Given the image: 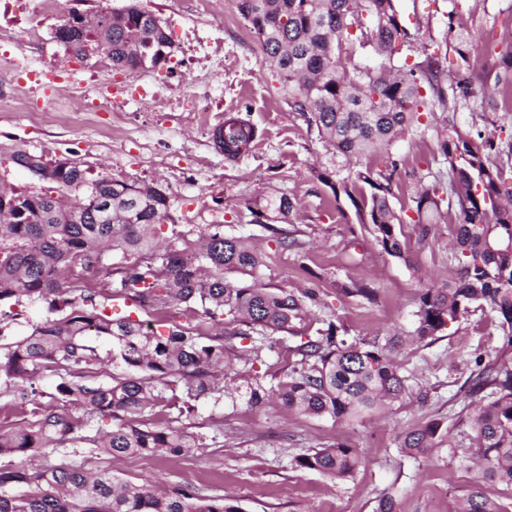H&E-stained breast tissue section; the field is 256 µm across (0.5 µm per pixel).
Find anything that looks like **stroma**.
Returning <instances> with one entry per match:
<instances>
[{"label": "stroma", "instance_id": "1", "mask_svg": "<svg viewBox=\"0 0 512 512\" xmlns=\"http://www.w3.org/2000/svg\"><path fill=\"white\" fill-rule=\"evenodd\" d=\"M165 23L174 52L153 68L118 70L114 86L137 82L156 98L136 104L117 102L111 111L95 112L84 127L41 120L37 113L0 112V184L17 191L48 189V182L13 165V151L24 149L52 161L68 158L92 175L158 186L170 199L169 215L188 239L197 240L210 224L225 235L243 236L252 249L268 256L263 279L271 288L310 287L320 304L314 319L294 321L281 333L294 346L315 335L319 319L339 321L347 340H371L398 328H411L415 295L423 273L453 279L448 241L453 224L433 225L427 240L419 227L405 225L409 254L402 263L386 255L355 221L347 198H335L316 174L346 177L350 165L321 139L307 119L277 89L274 73L261 61V49L249 33L235 0H222L204 12L199 0H142ZM412 34L400 47L396 62L411 63L444 45L449 27L480 35L476 72L469 98L457 109L437 101L423 107L421 126L403 136L387 152L360 158L359 168H379L384 156L399 162L393 186L397 201L408 198L415 183L431 182L437 135L448 125L482 132L505 141L512 138V112L479 73L498 65L512 50V0H395ZM218 38L224 43V72L199 51ZM194 78L192 90L213 104L209 112H172L170 99L180 96L183 73ZM248 120L257 138L239 159H225L212 139L214 128L228 116ZM288 195L299 210L281 245L267 227L252 223L246 203ZM354 281L368 283L376 303L341 292ZM503 344L497 318L487 308H474L433 343L403 349L399 361L414 387L427 391L425 403L406 398L380 414L348 425L329 417H302L273 405L250 407L222 397L199 401L187 422L203 437L222 434V443L180 456H134L117 466L121 477L161 485L185 482L203 494L234 496L244 512H377L380 498L393 496L395 512H455L467 488L482 483L478 466L466 465L462 448L474 435L473 412L461 387L476 359L490 360ZM436 419L447 436L435 455L414 460L401 454L403 432L420 420ZM336 442L358 448L363 463L353 478L336 481L315 471L294 468L295 456ZM504 512H512V495L500 485L482 483Z\"/></svg>", "mask_w": 512, "mask_h": 512}]
</instances>
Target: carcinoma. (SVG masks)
Instances as JSON below:
<instances>
[{"mask_svg": "<svg viewBox=\"0 0 512 512\" xmlns=\"http://www.w3.org/2000/svg\"><path fill=\"white\" fill-rule=\"evenodd\" d=\"M237 7L280 90L338 155L385 150L419 128L424 88L445 107L470 96L477 45L467 31L448 29L457 60L453 79L433 54L409 69L394 64L397 44L411 39L394 0H237ZM55 37L76 57L106 59L116 70L156 66L173 47L159 17L139 0L113 14L73 9ZM357 46L370 49L377 65L355 59ZM484 80L498 88L504 107L512 106V51ZM255 137V128L237 118L224 123L216 143L235 158ZM506 148L512 152L511 143ZM506 148L451 127L436 148L448 166V191L440 193L438 182L416 185L410 205L398 209L391 202L394 159L336 183L318 173L334 196L351 202L356 222L381 249L406 264L400 237L407 211L416 213L423 240L431 225L457 213L448 253L457 279L421 284L411 334L349 342L340 334L343 326L325 321L317 335L293 347L299 360L286 379L266 387L250 377L238 397L253 407L272 398L290 412L352 423L406 396L424 401L427 394L413 392L394 353L413 339L434 338L471 307L485 305L497 315L504 342L494 359L476 362L465 384L467 397L487 398L476 406L475 442L467 453L484 479L512 491V187L502 188L512 165L490 161ZM10 160L54 187L37 194L0 188V303L41 302L55 318L14 341L0 336V395L11 397L6 408L17 417L13 426L0 427V512H243L235 499L204 495L189 483L160 488L71 463L66 448L83 443L93 458L116 459L187 455L206 447L204 437L179 424L170 409L190 413L200 398L222 393L235 341L250 340L249 360L264 362L276 348L269 335L304 319L318 304L316 290L265 287L266 256L224 235L218 224L196 242L173 226L168 245L159 248L151 231L169 219L168 195L159 187L90 179L72 160L49 166L23 149ZM246 208L252 223L266 226L288 219L295 205L283 194ZM115 254L118 263L112 262ZM104 265L107 280L98 289L86 287L85 274ZM227 270L247 279L230 282ZM115 301L133 302L130 313L109 314ZM151 307H183L196 323L131 317ZM92 336L111 339L112 352L102 355ZM108 363L120 372L101 381L98 371ZM47 371L54 377L55 405L37 401ZM72 407L84 415L74 417ZM95 416L111 417L112 431L92 433ZM443 433L437 420L414 424L403 433L400 452L427 458ZM48 449L61 454L60 462L38 464ZM362 462L359 449L340 442L293 459L300 470L341 480L353 477ZM457 512L504 510L477 484Z\"/></svg>", "mask_w": 512, "mask_h": 512, "instance_id": "carcinoma-1", "label": "carcinoma"}]
</instances>
